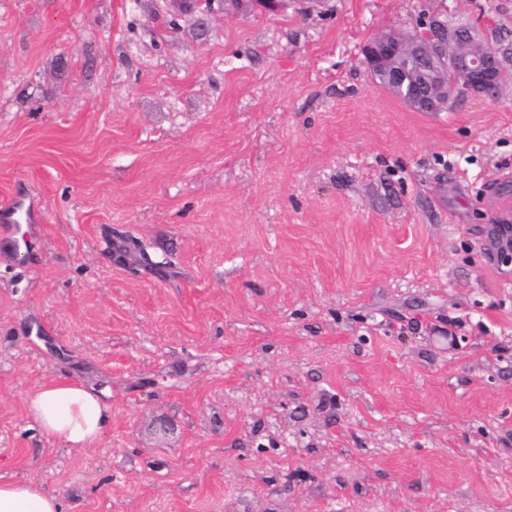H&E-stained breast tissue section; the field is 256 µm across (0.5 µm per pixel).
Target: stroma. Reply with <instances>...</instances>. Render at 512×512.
Segmentation results:
<instances>
[{
  "mask_svg": "<svg viewBox=\"0 0 512 512\" xmlns=\"http://www.w3.org/2000/svg\"><path fill=\"white\" fill-rule=\"evenodd\" d=\"M512 0H0V475L66 512H512V62L418 112L363 48ZM64 374L103 443L33 428ZM27 418L48 440L69 448H96L112 421V407L94 389L66 376H52L26 397Z\"/></svg>",
  "mask_w": 512,
  "mask_h": 512,
  "instance_id": "stroma-1",
  "label": "stroma"
}]
</instances>
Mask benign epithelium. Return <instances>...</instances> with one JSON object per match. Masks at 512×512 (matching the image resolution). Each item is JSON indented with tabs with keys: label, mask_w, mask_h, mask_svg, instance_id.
<instances>
[{
	"label": "benign epithelium",
	"mask_w": 512,
	"mask_h": 512,
	"mask_svg": "<svg viewBox=\"0 0 512 512\" xmlns=\"http://www.w3.org/2000/svg\"><path fill=\"white\" fill-rule=\"evenodd\" d=\"M363 55L372 69L389 66L387 88L396 96L404 94L406 76L398 66L404 60L418 58L426 62L424 70L428 72L436 66L450 64L456 70L457 86L479 89L489 99L497 97L505 71L500 52L475 33L461 35L455 28L437 24L419 25L411 34L380 32L365 45ZM445 95L446 91L438 83L425 77L408 103L419 111L431 112Z\"/></svg>",
	"instance_id": "7a95c632"
}]
</instances>
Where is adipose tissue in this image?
Returning <instances> with one entry per match:
<instances>
[{
	"label": "adipose tissue",
	"instance_id": "obj_1",
	"mask_svg": "<svg viewBox=\"0 0 512 512\" xmlns=\"http://www.w3.org/2000/svg\"><path fill=\"white\" fill-rule=\"evenodd\" d=\"M27 418L47 439L76 449L95 448L112 421V407L94 389L65 376L40 383L26 397ZM0 512H65L59 496L34 479L0 475Z\"/></svg>",
	"mask_w": 512,
	"mask_h": 512
}]
</instances>
